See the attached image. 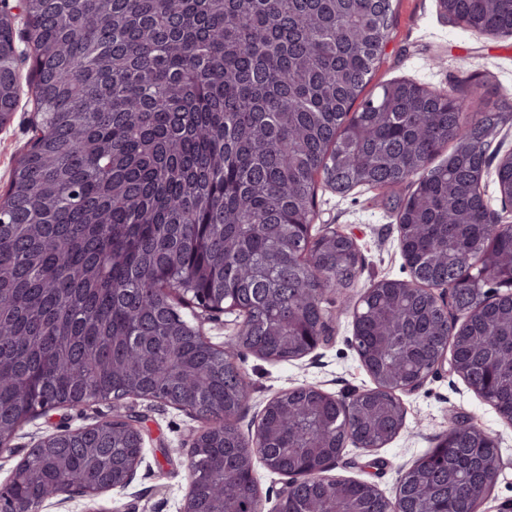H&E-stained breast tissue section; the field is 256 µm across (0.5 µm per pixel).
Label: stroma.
Returning <instances> with one entry per match:
<instances>
[{
	"mask_svg": "<svg viewBox=\"0 0 512 512\" xmlns=\"http://www.w3.org/2000/svg\"><path fill=\"white\" fill-rule=\"evenodd\" d=\"M392 10L394 23L373 84L406 79L436 92L461 86L471 114L512 103V37L493 39L460 29L448 22L438 0H392ZM32 68L31 56H21L18 106L0 128L1 197L8 192L13 169L32 136L31 124L38 118L29 80ZM313 225L354 236L362 268L348 302H332V331L311 354L288 363L242 358L250 398L239 427L247 438L268 400L284 389L314 385L350 398L370 388L372 381L351 343L353 308L377 281L409 277L399 247L397 211L380 190L361 186L340 194L318 181ZM400 399L406 423L398 437L373 451L347 446L333 477L371 482L394 498L403 472L435 447L450 426L465 420L495 437L500 449L497 480L481 512H497L512 500V425L503 423L459 376L441 371ZM119 411L138 418L145 436L143 461L130 486L105 493L100 504L107 512H180L189 485V448L201 423L187 409L149 399L96 401L34 418L17 431L11 449L0 453V483L41 438L109 419Z\"/></svg>",
	"mask_w": 512,
	"mask_h": 512,
	"instance_id": "35a3bbf8",
	"label": "stroma"
}]
</instances>
